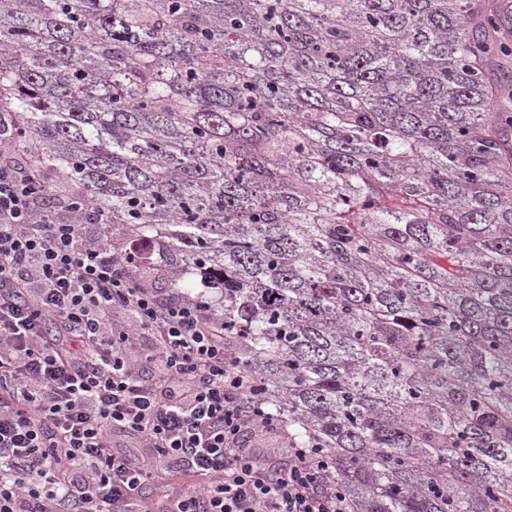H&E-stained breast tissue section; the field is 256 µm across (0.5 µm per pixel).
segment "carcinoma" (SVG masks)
Listing matches in <instances>:
<instances>
[{"label":"carcinoma","instance_id":"carcinoma-1","mask_svg":"<svg viewBox=\"0 0 512 512\" xmlns=\"http://www.w3.org/2000/svg\"><path fill=\"white\" fill-rule=\"evenodd\" d=\"M512 8L0 0V113L87 224L222 289L358 512H512Z\"/></svg>","mask_w":512,"mask_h":512}]
</instances>
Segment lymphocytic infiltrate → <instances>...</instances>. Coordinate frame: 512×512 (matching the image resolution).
Masks as SVG:
<instances>
[{
  "mask_svg": "<svg viewBox=\"0 0 512 512\" xmlns=\"http://www.w3.org/2000/svg\"><path fill=\"white\" fill-rule=\"evenodd\" d=\"M16 151L0 142V512H150L161 463L201 481L165 489L162 512H355L335 467L249 385L212 305L159 299L134 275L141 247L85 236ZM258 431L282 439L275 455L244 448Z\"/></svg>",
  "mask_w": 512,
  "mask_h": 512,
  "instance_id": "obj_1",
  "label": "lymphocytic infiltrate"
}]
</instances>
